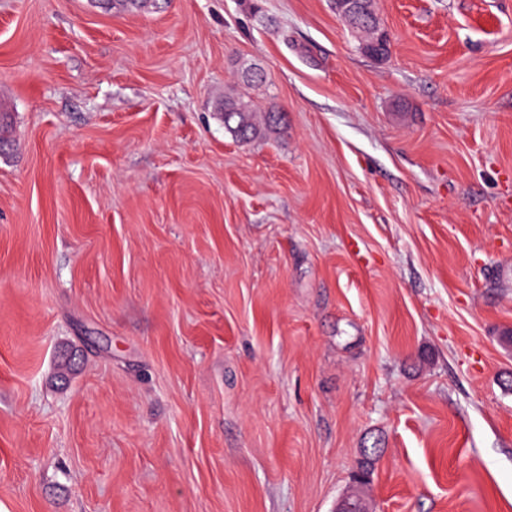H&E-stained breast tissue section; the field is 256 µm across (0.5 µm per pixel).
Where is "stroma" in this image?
<instances>
[{
	"instance_id": "1",
	"label": "stroma",
	"mask_w": 512,
	"mask_h": 512,
	"mask_svg": "<svg viewBox=\"0 0 512 512\" xmlns=\"http://www.w3.org/2000/svg\"><path fill=\"white\" fill-rule=\"evenodd\" d=\"M372 8L0 0L8 512H512V0ZM371 13L366 14L371 19L370 27L357 28V32H363L366 34L364 41L362 42L361 49L367 55L374 57L385 58L389 53L390 40L377 41V33L375 27L377 25L374 12L371 10V1L369 0L366 5ZM224 128L239 141H246L260 133L254 121L253 107L239 98L224 95Z\"/></svg>"
}]
</instances>
